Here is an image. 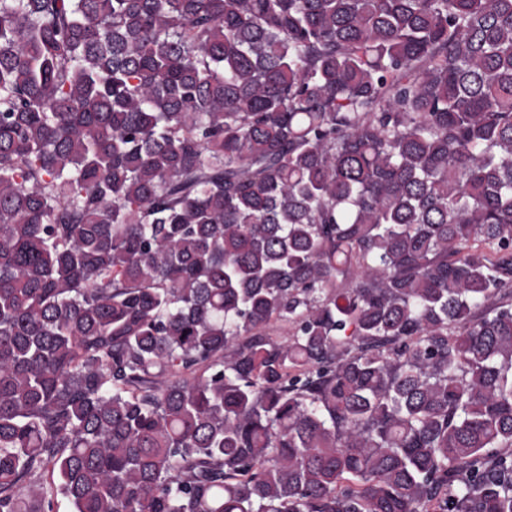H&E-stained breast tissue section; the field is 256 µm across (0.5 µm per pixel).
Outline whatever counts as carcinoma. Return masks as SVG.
Segmentation results:
<instances>
[{"instance_id": "cac0c4a2", "label": "carcinoma", "mask_w": 512, "mask_h": 512, "mask_svg": "<svg viewBox=\"0 0 512 512\" xmlns=\"http://www.w3.org/2000/svg\"><path fill=\"white\" fill-rule=\"evenodd\" d=\"M45 472L512 512V0H0V512Z\"/></svg>"}]
</instances>
